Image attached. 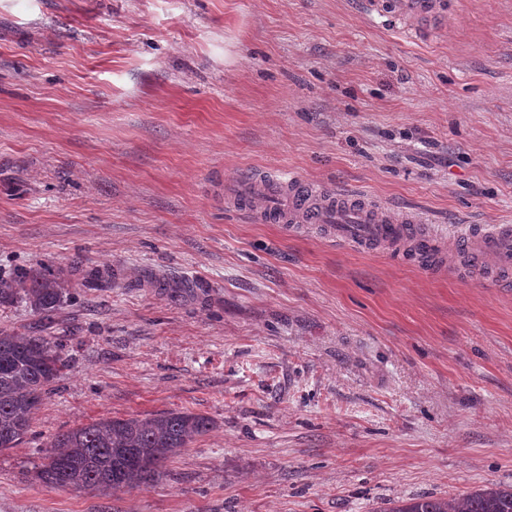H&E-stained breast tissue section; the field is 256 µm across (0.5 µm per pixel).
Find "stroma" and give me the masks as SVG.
<instances>
[{
    "label": "stroma",
    "mask_w": 512,
    "mask_h": 512,
    "mask_svg": "<svg viewBox=\"0 0 512 512\" xmlns=\"http://www.w3.org/2000/svg\"><path fill=\"white\" fill-rule=\"evenodd\" d=\"M0 0V333L66 366L0 449V512H386L512 487V288L291 233L224 197L280 171L413 215L452 250L512 224V0ZM111 269L105 288L87 270ZM213 427L152 485L40 482L54 436ZM396 14H409L424 22L439 18L444 10L443 0H394L391 5ZM20 281L27 284L24 295L32 309L45 320L51 319L63 297V285L47 267L23 273Z\"/></svg>",
    "instance_id": "1"
}]
</instances>
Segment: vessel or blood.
<instances>
[{"instance_id": "1", "label": "vessel or blood", "mask_w": 512, "mask_h": 512, "mask_svg": "<svg viewBox=\"0 0 512 512\" xmlns=\"http://www.w3.org/2000/svg\"><path fill=\"white\" fill-rule=\"evenodd\" d=\"M397 14L424 22L439 18L444 0H393ZM268 224H316L337 244L365 250L401 247L414 253L422 266L443 267L444 255L437 240L422 234L414 217L396 221L361 197L324 190L296 179L280 183L273 200L261 214ZM462 272L478 271L501 285L512 284V225L473 224L460 240Z\"/></svg>"}]
</instances>
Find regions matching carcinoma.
<instances>
[{"label": "carcinoma", "instance_id": "cac0c4a2", "mask_svg": "<svg viewBox=\"0 0 512 512\" xmlns=\"http://www.w3.org/2000/svg\"><path fill=\"white\" fill-rule=\"evenodd\" d=\"M32 309L51 319L63 297L59 277L44 267L21 276ZM65 367L48 337L0 334V448H13L27 434L30 415ZM213 426L210 418L171 411L152 418L102 419L59 433L51 456L37 471L45 485L116 494L148 486L162 467ZM389 512H512V487H485L458 497L413 498Z\"/></svg>", "mask_w": 512, "mask_h": 512}]
</instances>
